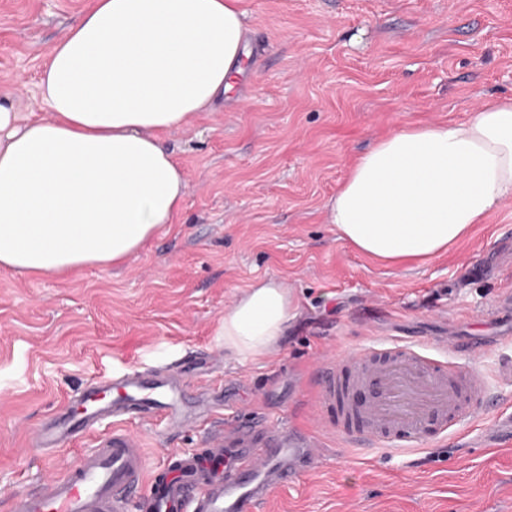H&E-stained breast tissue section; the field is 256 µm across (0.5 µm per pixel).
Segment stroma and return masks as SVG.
Masks as SVG:
<instances>
[{"mask_svg":"<svg viewBox=\"0 0 512 512\" xmlns=\"http://www.w3.org/2000/svg\"><path fill=\"white\" fill-rule=\"evenodd\" d=\"M92 0H0V102L43 111L41 64ZM249 56L235 88L165 142L185 175L174 224L123 263L65 275L0 273V512L63 473L97 436L138 434L148 470L168 449L209 450L210 420L104 421L47 456L42 421L95 376L169 365L190 401L225 398L231 425L323 435L310 477L261 512H512V424L477 406L447 436L396 455L347 445L315 411L316 367L364 345L444 340L499 391L512 336V202L447 254L409 270L375 264L336 234L326 207L353 162L405 126L473 118L512 97V0H242ZM272 279L295 299L266 357L224 349V311ZM218 354L198 368L199 353Z\"/></svg>","mask_w":512,"mask_h":512,"instance_id":"1","label":"stroma"}]
</instances>
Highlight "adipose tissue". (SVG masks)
Listing matches in <instances>:
<instances>
[{
	"mask_svg": "<svg viewBox=\"0 0 512 512\" xmlns=\"http://www.w3.org/2000/svg\"><path fill=\"white\" fill-rule=\"evenodd\" d=\"M241 0H93L55 43L37 93L50 117L0 104V271L108 266L172 223L185 178L165 134L233 87ZM512 200V97L471 120L400 129L360 156L327 208L339 238L401 268L448 252ZM294 300L259 281L218 333L266 356Z\"/></svg>",
	"mask_w": 512,
	"mask_h": 512,
	"instance_id": "1",
	"label": "adipose tissue"
}]
</instances>
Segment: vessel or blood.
Listing matches in <instances>:
<instances>
[{
	"label": "vessel or blood",
	"instance_id": "b4317fda",
	"mask_svg": "<svg viewBox=\"0 0 512 512\" xmlns=\"http://www.w3.org/2000/svg\"><path fill=\"white\" fill-rule=\"evenodd\" d=\"M316 409L337 433L362 447H415L427 428L443 434L475 415L482 388L475 371L424 353L414 343L356 349L321 367ZM81 414L48 417L35 446L50 455L96 431L101 420L134 414L182 426L192 407L175 371L129 369L118 378L89 380L72 396ZM318 435L258 425L215 432L202 458L167 454L168 467L146 475L138 435L121 430L103 437L65 473L14 497L10 512H130L147 486L151 512H257L271 494L321 464Z\"/></svg>",
	"mask_w": 512,
	"mask_h": 512
}]
</instances>
